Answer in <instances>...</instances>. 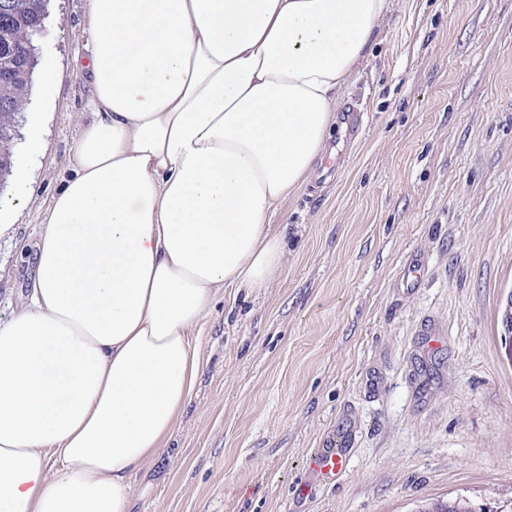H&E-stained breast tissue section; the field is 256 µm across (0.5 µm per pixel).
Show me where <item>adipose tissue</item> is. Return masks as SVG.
Segmentation results:
<instances>
[{"label": "adipose tissue", "mask_w": 512, "mask_h": 512, "mask_svg": "<svg viewBox=\"0 0 512 512\" xmlns=\"http://www.w3.org/2000/svg\"><path fill=\"white\" fill-rule=\"evenodd\" d=\"M388 0H90L94 120L0 323V512H128L219 292L284 266Z\"/></svg>", "instance_id": "1"}]
</instances>
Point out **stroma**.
Returning a JSON list of instances; mask_svg holds the SVG:
<instances>
[{
    "instance_id": "stroma-1",
    "label": "stroma",
    "mask_w": 512,
    "mask_h": 512,
    "mask_svg": "<svg viewBox=\"0 0 512 512\" xmlns=\"http://www.w3.org/2000/svg\"><path fill=\"white\" fill-rule=\"evenodd\" d=\"M88 25L89 0H47L36 69L56 84H32L14 140L36 191L0 213L1 322L29 303L92 118ZM342 101L358 131L337 112L277 215L283 272L217 296L192 399L134 477L130 512H418L457 496L512 512V0H389ZM339 438L347 472L314 483L308 455Z\"/></svg>"
}]
</instances>
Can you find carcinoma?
<instances>
[{
    "instance_id": "1",
    "label": "carcinoma",
    "mask_w": 512,
    "mask_h": 512,
    "mask_svg": "<svg viewBox=\"0 0 512 512\" xmlns=\"http://www.w3.org/2000/svg\"><path fill=\"white\" fill-rule=\"evenodd\" d=\"M0 64L11 67L0 73V185L13 174V141L18 117L31 86L29 55L35 51L33 34L40 31L43 0H0ZM419 512H473L470 502L457 497L439 500Z\"/></svg>"
}]
</instances>
